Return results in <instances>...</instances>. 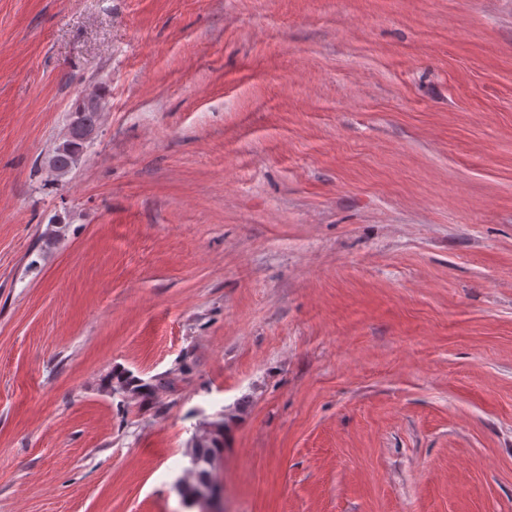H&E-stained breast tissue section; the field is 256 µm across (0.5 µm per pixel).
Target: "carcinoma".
<instances>
[{
    "instance_id": "obj_1",
    "label": "carcinoma",
    "mask_w": 512,
    "mask_h": 512,
    "mask_svg": "<svg viewBox=\"0 0 512 512\" xmlns=\"http://www.w3.org/2000/svg\"><path fill=\"white\" fill-rule=\"evenodd\" d=\"M105 96L106 91L101 87H95L79 96L83 101L82 107L70 112L66 134L45 157V166L51 175L63 178L79 166L84 152L80 149L77 131L93 132L97 129ZM175 380L173 371L152 382L119 376L114 389L149 398L159 389H173ZM224 429V413L221 412L214 420L204 423L191 440L190 467L186 469L188 479L182 482L183 496L189 502L193 501L194 493L200 485L214 484L213 475L224 453Z\"/></svg>"
}]
</instances>
